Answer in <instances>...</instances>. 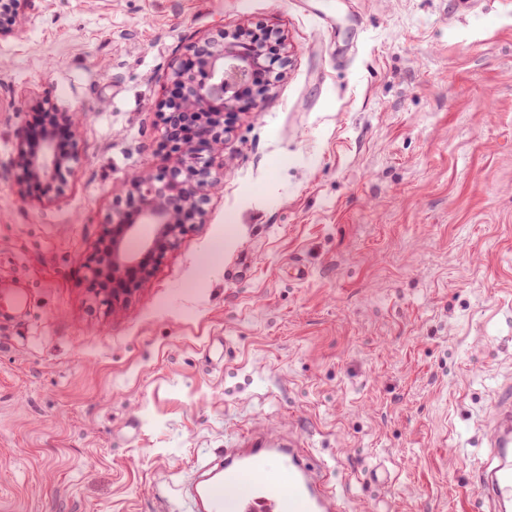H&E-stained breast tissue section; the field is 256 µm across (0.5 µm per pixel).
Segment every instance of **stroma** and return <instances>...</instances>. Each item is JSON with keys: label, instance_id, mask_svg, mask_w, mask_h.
<instances>
[{"label": "stroma", "instance_id": "35a3bbf8", "mask_svg": "<svg viewBox=\"0 0 512 512\" xmlns=\"http://www.w3.org/2000/svg\"><path fill=\"white\" fill-rule=\"evenodd\" d=\"M286 61L224 178L126 300L88 265L171 166L154 106L196 41ZM80 111L62 194L18 133ZM0 512H191L236 439L299 437L348 512H490L470 482L512 383V10L498 0H32L0 39Z\"/></svg>", "mask_w": 512, "mask_h": 512}]
</instances>
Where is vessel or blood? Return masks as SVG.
I'll return each mask as SVG.
<instances>
[{"instance_id":"obj_1","label":"vessel or blood","mask_w":512,"mask_h":512,"mask_svg":"<svg viewBox=\"0 0 512 512\" xmlns=\"http://www.w3.org/2000/svg\"><path fill=\"white\" fill-rule=\"evenodd\" d=\"M489 458L473 473L493 512H512V386L496 402ZM287 493H280V486ZM197 512H345L301 439L280 448L254 439L224 452V466L195 491Z\"/></svg>"}]
</instances>
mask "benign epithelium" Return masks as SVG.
<instances>
[{
  "instance_id": "benign-epithelium-1",
  "label": "benign epithelium",
  "mask_w": 512,
  "mask_h": 512,
  "mask_svg": "<svg viewBox=\"0 0 512 512\" xmlns=\"http://www.w3.org/2000/svg\"><path fill=\"white\" fill-rule=\"evenodd\" d=\"M30 0H0V38L19 33V23ZM191 56L173 69L167 95L156 105L162 125L161 148L175 155L176 165L156 174L136 172L127 177L138 208L106 230L93 257L103 276L105 301L117 302L134 292L150 275V263L166 252L188 228L203 222L206 192L221 184L224 174V129L240 111L258 109L268 92L260 82L284 63L285 43L266 27L246 29L228 42L207 40L189 47ZM50 115L70 132L71 149L60 152L52 129L38 134L40 145L31 150L33 134H18L15 160L20 187L50 184L62 167L79 160V112ZM145 224L152 234L138 252L125 241L139 235Z\"/></svg>"
}]
</instances>
